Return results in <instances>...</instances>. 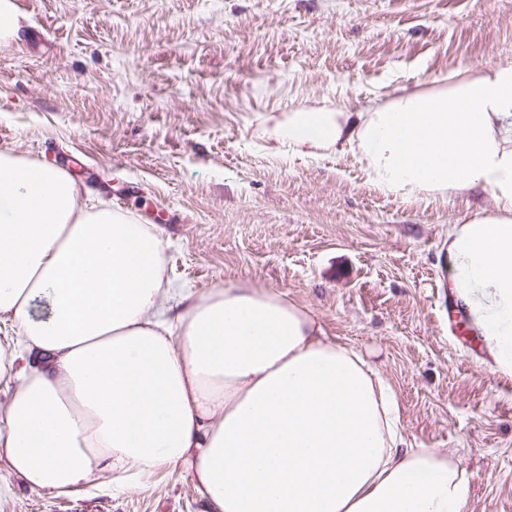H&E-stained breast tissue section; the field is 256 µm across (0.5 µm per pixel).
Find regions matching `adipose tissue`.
Returning a JSON list of instances; mask_svg holds the SVG:
<instances>
[{"instance_id": "1", "label": "adipose tissue", "mask_w": 512, "mask_h": 512, "mask_svg": "<svg viewBox=\"0 0 512 512\" xmlns=\"http://www.w3.org/2000/svg\"><path fill=\"white\" fill-rule=\"evenodd\" d=\"M270 137L356 145L384 192H492L448 232L449 281L512 377V58L361 112L310 106ZM156 225L87 203L63 168L0 149V468L64 492L191 470L209 512H464L451 452L408 447L393 390L284 292L171 288ZM47 312L33 316L36 301Z\"/></svg>"}]
</instances>
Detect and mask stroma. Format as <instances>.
I'll return each mask as SVG.
<instances>
[{
    "label": "stroma",
    "mask_w": 512,
    "mask_h": 512,
    "mask_svg": "<svg viewBox=\"0 0 512 512\" xmlns=\"http://www.w3.org/2000/svg\"><path fill=\"white\" fill-rule=\"evenodd\" d=\"M0 149L56 163L157 224L175 288H276L394 390L405 440L453 451L466 512H512V378L448 282L449 229L475 190L403 200L355 148L308 156L268 131L315 104L360 112L512 58V0H8ZM0 512H207L171 467L65 493L0 469Z\"/></svg>",
    "instance_id": "35a3bbf8"
}]
</instances>
